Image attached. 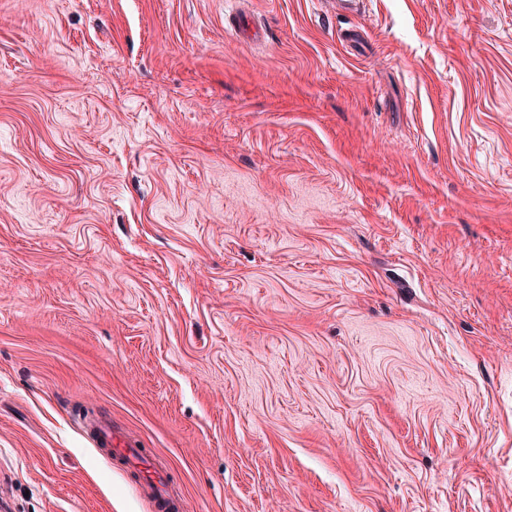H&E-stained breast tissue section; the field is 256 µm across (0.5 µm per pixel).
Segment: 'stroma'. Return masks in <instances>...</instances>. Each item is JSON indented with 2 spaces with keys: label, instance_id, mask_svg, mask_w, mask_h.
Masks as SVG:
<instances>
[{
  "label": "stroma",
  "instance_id": "stroma-1",
  "mask_svg": "<svg viewBox=\"0 0 512 512\" xmlns=\"http://www.w3.org/2000/svg\"><path fill=\"white\" fill-rule=\"evenodd\" d=\"M344 3L0 0V512H512V0ZM89 427L97 448L121 459L129 469L139 475L143 495L157 506L159 512H181V501L170 494L165 475L155 468L149 456L135 449L134 444L106 421H94Z\"/></svg>",
  "mask_w": 512,
  "mask_h": 512
}]
</instances>
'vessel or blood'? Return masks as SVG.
Returning <instances> with one entry per match:
<instances>
[{
    "label": "vessel or blood",
    "mask_w": 512,
    "mask_h": 512,
    "mask_svg": "<svg viewBox=\"0 0 512 512\" xmlns=\"http://www.w3.org/2000/svg\"><path fill=\"white\" fill-rule=\"evenodd\" d=\"M90 429L97 448L121 459L139 475L143 495L157 506L159 512H181V501L170 494L165 475L155 468L149 456L137 450L106 421L92 422Z\"/></svg>",
    "instance_id": "obj_1"
}]
</instances>
